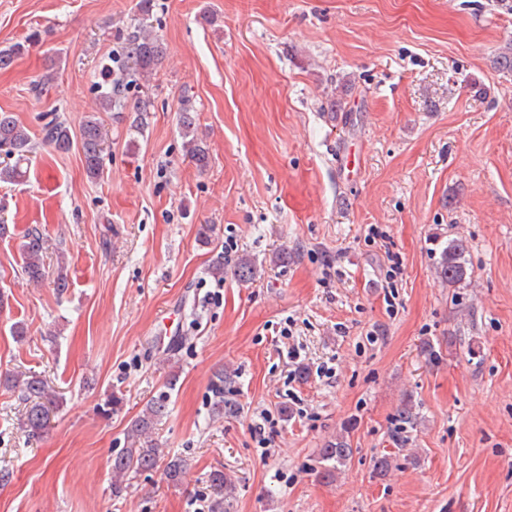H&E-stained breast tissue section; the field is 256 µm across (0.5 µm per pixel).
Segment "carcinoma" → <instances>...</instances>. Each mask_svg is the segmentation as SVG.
Instances as JSON below:
<instances>
[{"label": "carcinoma", "instance_id": "obj_1", "mask_svg": "<svg viewBox=\"0 0 512 512\" xmlns=\"http://www.w3.org/2000/svg\"><path fill=\"white\" fill-rule=\"evenodd\" d=\"M26 49V45L17 42L0 49V70L9 68L15 58ZM164 55L161 40L151 30L140 27L127 37L122 55L116 63L102 65L104 73L98 85L97 107L102 112H109L119 105L124 98L128 69H133L143 80L148 79ZM179 126L184 139L186 154L200 168L209 162L207 142L195 131V117L192 110L185 106L179 112ZM42 141L59 150L68 151L78 145L82 153L84 168L88 178L96 180L103 170V153L105 136L100 119L90 116L79 128V142L64 122L52 119L43 127ZM34 142L28 130L18 122L10 112H0V182L14 183L27 176L25 165L31 161ZM22 258V271L32 282H40L46 276L44 267L45 239L43 233L32 228L22 237L19 244ZM468 245L465 240L456 238L448 241L441 250L440 261L436 267L438 276L446 283L459 284L466 281L468 268L465 254ZM0 384L16 390L26 401L22 426L33 437L40 436L47 427L49 408L45 403L49 393L47 384L35 374L24 379L6 376ZM168 413V395L161 394L147 402L142 412L130 421L127 428L129 447L112 456V492L120 494L123 490V478L131 472H144L154 469L160 460L159 449L148 440L149 434ZM352 455V448L347 438L341 436L328 441L320 449L319 476L330 483L345 466ZM168 479L179 484L186 474V461L172 457L166 462Z\"/></svg>", "mask_w": 512, "mask_h": 512}]
</instances>
